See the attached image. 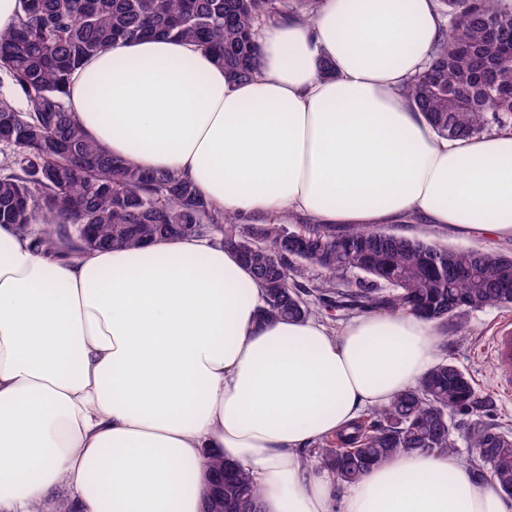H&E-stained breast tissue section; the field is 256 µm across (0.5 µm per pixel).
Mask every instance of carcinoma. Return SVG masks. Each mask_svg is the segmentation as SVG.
I'll use <instances>...</instances> for the list:
<instances>
[{"label": "carcinoma", "instance_id": "obj_1", "mask_svg": "<svg viewBox=\"0 0 512 512\" xmlns=\"http://www.w3.org/2000/svg\"><path fill=\"white\" fill-rule=\"evenodd\" d=\"M321 0H18L0 33V224L34 248L71 260L84 251L133 248L209 225L265 287L262 321L375 309L409 311L443 328L466 311L512 308V251L458 249L422 233L308 224H240L182 176L131 165L90 139L66 105L69 75L117 41L165 37L210 52L233 80L259 70L258 33L288 15L311 18ZM444 19L431 66L408 101L437 134L461 140L512 130V11L497 0H437ZM493 397L456 362L441 360L418 384L372 411L336 445L314 449L338 484L418 451L471 454L473 469L512 496V432L494 422ZM206 512H259L249 473L207 453Z\"/></svg>", "mask_w": 512, "mask_h": 512}]
</instances>
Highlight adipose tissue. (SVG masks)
Segmentation results:
<instances>
[{"instance_id": "ef3b65f1", "label": "adipose tissue", "mask_w": 512, "mask_h": 512, "mask_svg": "<svg viewBox=\"0 0 512 512\" xmlns=\"http://www.w3.org/2000/svg\"><path fill=\"white\" fill-rule=\"evenodd\" d=\"M435 0H322L261 38L234 81L171 39L118 43L70 78L86 134L176 172L242 224H423L512 240V132L437 136L404 90L430 60ZM238 254L197 235L69 262L0 225V512L67 487L81 512H203L205 453L249 469L261 512H512L429 450L338 492L303 455L440 358L405 311L262 322Z\"/></svg>"}]
</instances>
